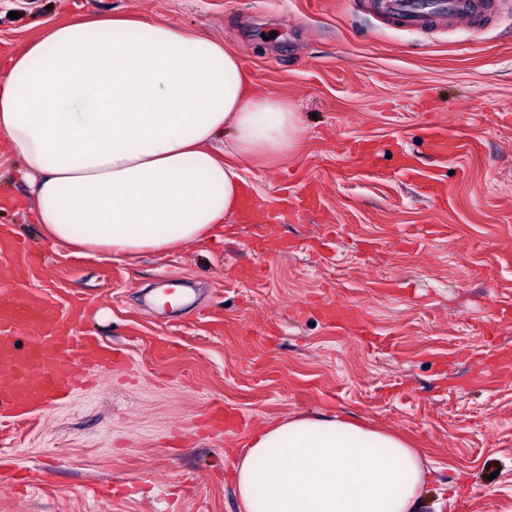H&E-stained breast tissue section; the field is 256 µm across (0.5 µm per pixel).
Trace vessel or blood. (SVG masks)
Returning a JSON list of instances; mask_svg holds the SVG:
<instances>
[{
    "instance_id": "obj_1",
    "label": "vessel or blood",
    "mask_w": 512,
    "mask_h": 512,
    "mask_svg": "<svg viewBox=\"0 0 512 512\" xmlns=\"http://www.w3.org/2000/svg\"><path fill=\"white\" fill-rule=\"evenodd\" d=\"M477 0H389L388 15L407 28L437 23L469 24L481 20ZM24 258L37 267L21 242L0 228V261ZM82 300L68 302L58 312L57 299L15 281L0 287V370L10 380L0 383V417H16L55 406L77 390L78 382L93 371L111 370L123 361L122 353L102 345L82 327Z\"/></svg>"
}]
</instances>
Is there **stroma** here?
<instances>
[{"instance_id":"obj_1","label":"stroma","mask_w":512,"mask_h":512,"mask_svg":"<svg viewBox=\"0 0 512 512\" xmlns=\"http://www.w3.org/2000/svg\"><path fill=\"white\" fill-rule=\"evenodd\" d=\"M488 25L383 24L374 0H0V79L55 24L142 15L223 40L300 116L286 156L248 162L278 206L317 183L318 208L166 253L116 259L45 236L24 164L0 141V225L46 250L39 273L0 267L60 302L127 360L63 403L0 424V512H244V435L292 416L350 415L405 437L432 470L423 512H512V0ZM448 131L437 158L430 123ZM406 150L444 189L383 174ZM348 308L369 335L328 321ZM177 357L153 354L158 339ZM239 432L203 426L213 401ZM100 498L90 499L89 488Z\"/></svg>"}]
</instances>
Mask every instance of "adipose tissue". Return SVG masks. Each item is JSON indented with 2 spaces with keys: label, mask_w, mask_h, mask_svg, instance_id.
Returning a JSON list of instances; mask_svg holds the SVG:
<instances>
[{
  "label": "adipose tissue",
  "mask_w": 512,
  "mask_h": 512,
  "mask_svg": "<svg viewBox=\"0 0 512 512\" xmlns=\"http://www.w3.org/2000/svg\"><path fill=\"white\" fill-rule=\"evenodd\" d=\"M299 120L223 41L148 18L52 26L0 80V136L38 223L115 257L218 235L240 161L287 155ZM225 135L237 163L215 145ZM429 475L397 435L326 414L249 433L233 480L245 512H419Z\"/></svg>",
  "instance_id": "obj_1"
}]
</instances>
